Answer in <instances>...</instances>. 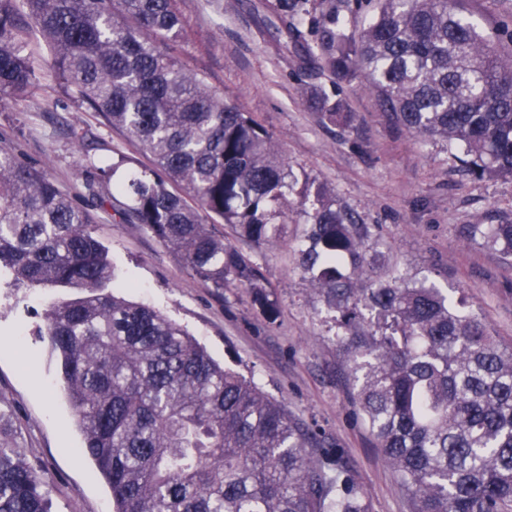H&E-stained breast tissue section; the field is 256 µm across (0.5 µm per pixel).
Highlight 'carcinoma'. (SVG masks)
<instances>
[{
	"mask_svg": "<svg viewBox=\"0 0 512 512\" xmlns=\"http://www.w3.org/2000/svg\"><path fill=\"white\" fill-rule=\"evenodd\" d=\"M263 8L259 24L299 67L366 76L404 128L460 148L478 179L512 180V52L495 49L512 43L508 24L487 32L454 0H376L354 37L334 3L306 25L296 0ZM23 16L68 94L153 158L155 172L117 186L131 199L123 218L180 251L193 277L247 289L273 318L257 267L212 225L263 245L288 223L297 178L257 122L168 52L182 32L176 0H0L1 98L42 78ZM319 104L347 121L329 96ZM300 205L312 224L300 265L336 309L354 399L415 512H512V348L425 282L358 287L366 229L319 185L304 184ZM91 221L0 147V271L85 291L46 311V336L113 512H370L350 467L307 457L317 439L280 404L161 311L108 290L115 272ZM470 233L512 255V221ZM0 512H51L1 408Z\"/></svg>",
	"mask_w": 512,
	"mask_h": 512,
	"instance_id": "obj_1",
	"label": "carcinoma"
}]
</instances>
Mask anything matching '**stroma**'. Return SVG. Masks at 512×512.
<instances>
[{
  "instance_id": "35a3bbf8",
  "label": "stroma",
  "mask_w": 512,
  "mask_h": 512,
  "mask_svg": "<svg viewBox=\"0 0 512 512\" xmlns=\"http://www.w3.org/2000/svg\"><path fill=\"white\" fill-rule=\"evenodd\" d=\"M263 0H178L184 37L171 50L217 97L270 135L298 179L326 188L337 207L371 233L370 276L433 282L462 310L479 315L502 347L512 346V256L470 238L471 224L512 219V181L476 180L457 171L442 141L395 124L364 79L334 83L309 75L260 27ZM31 47L47 80L34 92L0 99V145L42 170L93 216L125 296L176 321L224 367L253 380L295 422L338 451L366 492L371 512H413V501L385 465L353 399L349 357L336 341L335 315L297 262L311 231L299 193L288 198L283 236L243 244L269 285L275 317L242 288H213L194 278L183 257L138 224L124 221L114 181L151 172V157L106 127L86 104L51 79L53 53L42 37ZM340 100L347 123L325 119L321 94ZM119 162L113 180L96 167ZM81 289L18 287L0 274V397L22 453L45 480L52 512H112V494L81 453L82 434L57 383L43 334L44 313Z\"/></svg>"
}]
</instances>
